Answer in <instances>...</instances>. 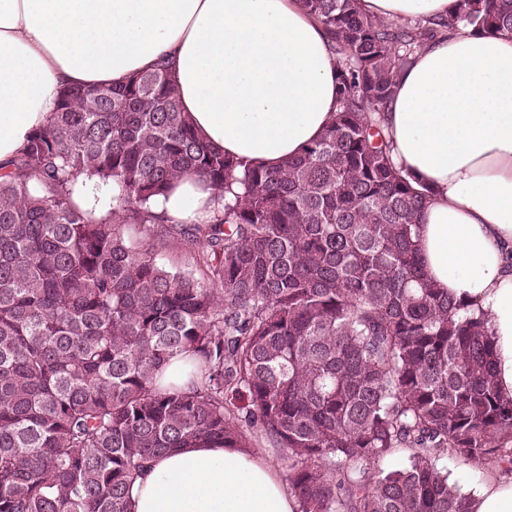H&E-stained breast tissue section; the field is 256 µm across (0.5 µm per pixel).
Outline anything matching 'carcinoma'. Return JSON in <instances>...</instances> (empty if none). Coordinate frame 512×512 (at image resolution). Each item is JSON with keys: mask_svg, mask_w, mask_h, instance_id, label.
Masks as SVG:
<instances>
[{"mask_svg": "<svg viewBox=\"0 0 512 512\" xmlns=\"http://www.w3.org/2000/svg\"><path fill=\"white\" fill-rule=\"evenodd\" d=\"M335 55L336 115L277 166L200 138L171 66L63 87L0 173V512H132L175 448L286 450L299 512H469L436 466H512V399L483 317L427 279L428 190L393 158L401 71L463 25L512 35V0H453L399 23L358 0H299ZM184 176L209 215L153 211ZM111 192L94 220L72 194ZM192 268L162 261L172 245ZM176 358L185 388L161 384ZM404 448L408 467L385 472Z\"/></svg>", "mask_w": 512, "mask_h": 512, "instance_id": "carcinoma-1", "label": "carcinoma"}]
</instances>
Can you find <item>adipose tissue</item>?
<instances>
[{"label": "adipose tissue", "instance_id": "adipose-tissue-1", "mask_svg": "<svg viewBox=\"0 0 512 512\" xmlns=\"http://www.w3.org/2000/svg\"><path fill=\"white\" fill-rule=\"evenodd\" d=\"M451 0H359L378 19L447 14ZM171 60L199 135L264 165L295 157L336 111L321 24L298 0H0V163L45 125L65 86L121 84ZM399 165L430 192L419 226L428 277L485 316L502 396L512 398V36L462 28L400 74L386 115ZM210 192L175 183L154 210L195 218ZM470 512H512V470L493 464ZM251 448H180L152 462L134 512H297Z\"/></svg>", "mask_w": 512, "mask_h": 512}]
</instances>
